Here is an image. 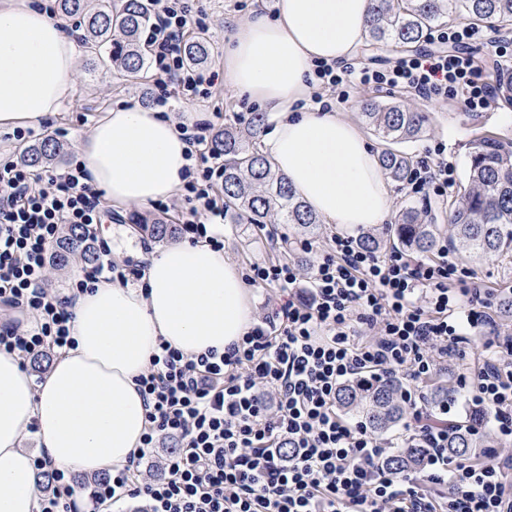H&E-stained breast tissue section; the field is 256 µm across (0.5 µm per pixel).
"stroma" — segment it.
<instances>
[{
    "mask_svg": "<svg viewBox=\"0 0 512 512\" xmlns=\"http://www.w3.org/2000/svg\"><path fill=\"white\" fill-rule=\"evenodd\" d=\"M190 7H204L208 12L207 25L211 38L215 64L224 61V44L236 25L247 17L256 4H264L272 8L274 0H187ZM76 94L62 108L59 115L47 121L48 130L67 129L68 134L62 137L64 160H71L77 155V143L91 131L98 117L112 105L119 102L137 103L142 93L153 92V84H146L143 92H135L125 82L114 76L107 68H92L85 54H77L74 60ZM376 99L383 104L394 101L428 112L432 118L427 133L418 141L405 144L404 149L414 158L425 155V149L434 142H444L448 147V157L457 169V185H465L468 170L467 144L474 130L508 135L512 137V104L504 99H496L492 107L479 119L468 118L460 105L441 101H425L399 90H383L376 92ZM222 105L225 122H232L234 112L241 107H249L252 111H263L264 106L258 101L235 94L225 86H216L211 101L188 104L179 100L172 101L166 115L171 119H179L182 112H212L215 105ZM110 235L105 243L114 262L118 265L135 266L144 263L147 256L160 250V243L133 234L129 229L128 214L109 210L103 223ZM224 239L225 258L245 268L252 261L269 257L270 252L264 241L254 232L249 224H221L217 227ZM462 265L475 277L491 288L496 297L512 293V270H506L503 259L488 256L482 260L462 258Z\"/></svg>",
    "mask_w": 512,
    "mask_h": 512,
    "instance_id": "obj_1",
    "label": "stroma"
}]
</instances>
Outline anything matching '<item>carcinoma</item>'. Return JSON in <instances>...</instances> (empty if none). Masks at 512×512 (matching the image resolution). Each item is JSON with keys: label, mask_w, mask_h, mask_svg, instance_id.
Masks as SVG:
<instances>
[{"label": "carcinoma", "mask_w": 512, "mask_h": 512, "mask_svg": "<svg viewBox=\"0 0 512 512\" xmlns=\"http://www.w3.org/2000/svg\"><path fill=\"white\" fill-rule=\"evenodd\" d=\"M57 8L83 32L82 43L91 53L93 67L110 64L129 81H148L151 67L143 36L153 23L151 0H57ZM456 21L512 28V0H373L368 42L414 50L427 42L430 30ZM185 53L189 62L200 66L212 59L210 42L204 35L186 43ZM360 108L361 117L381 141L380 166L392 181H404L413 158L399 145L426 133L428 113L398 103L382 105L367 96L360 101ZM267 120L268 113L253 112L243 124L224 126L212 144L213 152L224 162V221L256 226L292 224L314 235L319 217L259 151L257 141ZM468 149V187L448 202V246L472 260L489 255L512 258V138L477 132ZM60 153L58 141L46 138L26 148L22 161L39 167L55 162ZM433 221L426 207L402 210L394 228L396 242L416 255L434 253L440 238ZM130 228L158 241L178 233L177 225L161 217L139 214L131 217ZM85 238V231H71L54 247L55 264L65 266L76 256L86 264L93 263L95 253L86 246ZM338 408L375 432L387 431L404 416L402 385L395 378L348 383L340 390ZM489 446L488 440H479L463 429L448 438V453L457 458ZM426 454L420 443L409 442L398 449L388 465L396 471L411 469L419 466Z\"/></svg>", "instance_id": "cac0c4a2"}]
</instances>
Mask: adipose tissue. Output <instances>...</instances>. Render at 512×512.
<instances>
[{
	"mask_svg": "<svg viewBox=\"0 0 512 512\" xmlns=\"http://www.w3.org/2000/svg\"><path fill=\"white\" fill-rule=\"evenodd\" d=\"M373 0H276L224 46V83L277 116L261 150L320 218L355 231L383 223L388 185L360 130L309 106L315 62L349 60L367 43ZM74 37L42 0H0V131L58 115L74 97ZM186 143L175 123L135 103L113 106L78 145L91 184L117 210L171 197ZM74 348L40 382L0 351V512H36L41 495L23 435L54 466L100 472L136 455L146 427L138 389L159 340L187 354L224 350L252 321L238 267L204 241H174L147 259L136 285L99 281L77 294Z\"/></svg>",
	"mask_w": 512,
	"mask_h": 512,
	"instance_id": "ef3b65f1",
	"label": "adipose tissue"
}]
</instances>
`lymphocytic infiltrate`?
Wrapping results in <instances>:
<instances>
[{"label":"lymphocytic infiltrate","instance_id":"1","mask_svg":"<svg viewBox=\"0 0 512 512\" xmlns=\"http://www.w3.org/2000/svg\"><path fill=\"white\" fill-rule=\"evenodd\" d=\"M207 13L186 0H154L147 34L155 75V107L171 99L205 100L220 79L213 68L189 64L184 42L205 31ZM430 50L385 67L353 60L317 65L325 89H401L425 99L461 102L486 112L498 88L487 69H512V36L487 37L460 23L430 33ZM487 44L479 66L472 45ZM188 146L181 195L184 230L216 247L224 204L214 188L224 164L212 149L214 123L179 125ZM79 163L63 171L31 170L0 161V350L32 361L74 345L72 291L102 280L141 281L143 268L114 264L103 244L97 260L68 292L50 289V250L64 227L100 223L102 194ZM456 182L448 148L436 142L411 167L405 185L426 198L447 196ZM317 254V253H316ZM249 285L275 289V301L239 342L224 351L188 355L162 342L139 376L147 408L142 447L99 481L94 504L145 499L149 512H512V455L448 458L451 421H433L426 403H414L411 429L428 450L420 472L386 467L392 443L341 415L339 388L366 376L424 382L455 366L461 343L477 336L484 354L466 392L452 391L449 406L466 402L473 433L512 442V336L500 327L496 297L461 266L447 246L419 260L395 249L380 255L357 238L332 234L308 275L282 256L249 263ZM175 449L149 467L165 442ZM34 465L49 480L38 512H74L72 473Z\"/></svg>","mask_w":512,"mask_h":512}]
</instances>
